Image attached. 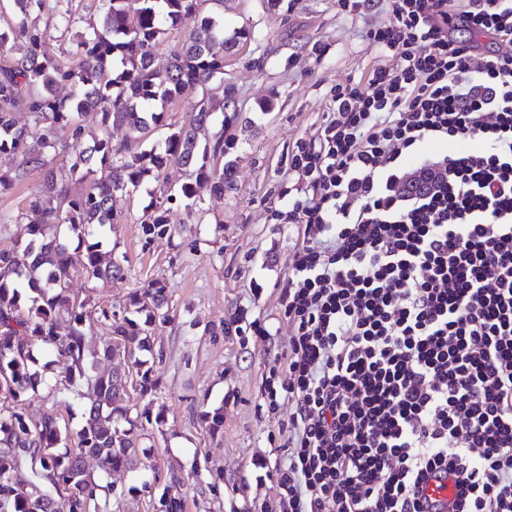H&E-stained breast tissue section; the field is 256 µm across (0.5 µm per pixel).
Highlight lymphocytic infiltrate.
Returning a JSON list of instances; mask_svg holds the SVG:
<instances>
[{"mask_svg": "<svg viewBox=\"0 0 512 512\" xmlns=\"http://www.w3.org/2000/svg\"><path fill=\"white\" fill-rule=\"evenodd\" d=\"M385 3L366 32L385 57L336 85L288 160L307 189L274 218L299 224L281 293L293 326L262 395L288 460L276 512H512V0ZM429 140L456 145L417 157ZM416 160L427 189L406 187ZM450 485L448 480H431L427 484L424 494L430 500L431 505L436 508V511L448 510V499L451 496Z\"/></svg>", "mask_w": 512, "mask_h": 512, "instance_id": "1", "label": "lymphocytic infiltrate"}]
</instances>
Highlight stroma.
Listing matches in <instances>:
<instances>
[{"label":"stroma","instance_id":"1","mask_svg":"<svg viewBox=\"0 0 512 512\" xmlns=\"http://www.w3.org/2000/svg\"><path fill=\"white\" fill-rule=\"evenodd\" d=\"M386 19L383 11L338 14L336 0H301L274 13L267 0H224L225 36L243 27L255 34L224 65L239 104L232 124L240 155L234 189L219 199L201 186L194 203L177 198L166 213L169 234L150 240L140 217L152 201V184L117 194L110 245L123 277L102 282L72 271L70 291L84 300L85 322L95 327L105 309L121 322L130 293L153 280L165 285L169 320L153 331L154 407L163 420L145 425L141 483L132 492L129 476L117 477L121 492L111 498L112 512H160L159 496L170 485L181 512H273L274 468L290 453L277 420L293 405L282 402L275 419L259 405L271 363L292 334L280 296L302 237L301 226L276 223L274 213L287 190L306 186L289 168L288 154L321 123L331 88L386 64L362 36ZM42 184V172L32 171L0 196V214L11 218L0 226V251L26 239L36 220L28 201ZM241 314L265 325L267 336L247 341L232 332ZM218 404L224 425L213 433L202 414ZM23 412L32 424L48 413L72 429L81 420L79 403L65 405L46 390L29 396Z\"/></svg>","mask_w":512,"mask_h":512}]
</instances>
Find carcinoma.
<instances>
[{
	"instance_id": "cac0c4a2",
	"label": "carcinoma",
	"mask_w": 512,
	"mask_h": 512,
	"mask_svg": "<svg viewBox=\"0 0 512 512\" xmlns=\"http://www.w3.org/2000/svg\"><path fill=\"white\" fill-rule=\"evenodd\" d=\"M14 17L0 30V154L19 159L0 169V195L12 191L31 170L45 171L41 194L29 200L38 214L29 239L0 252V390L18 399L49 387V363H40L35 347L54 351L67 362V386L56 389L65 398L90 399L83 406L77 430L62 428L47 415L30 427L22 408L0 409V512H88L97 496L110 497L115 485L96 479L84 458H98L104 472L136 471L140 434L135 431L126 388V372L95 371L89 356L127 358L136 371V388L148 399L150 416L159 386L148 356L156 313L164 306L165 286L159 280L128 297L125 311L144 316L137 322L112 324L111 336L90 352L84 328V303L71 296L70 270L81 267L90 278L110 281L121 265L105 260L107 239L102 228L115 220L113 198L146 179L156 182L158 195L141 220L147 239L168 234L165 203L175 197L165 175L176 166L189 179L209 186L215 197L233 189L238 166V139L222 128L211 131L215 112L210 82L224 74V57L236 51L247 29L224 36L218 12L201 16L195 31L163 60L157 46L181 17L196 11L197 0H98L95 12L82 14L72 0H55L56 23L82 26L63 61L49 53L46 32L32 15L47 8L46 0H13ZM67 86L66 101L54 88ZM185 101L188 115L168 131L163 143L148 142L166 108ZM97 116L98 133L87 137L80 117ZM28 114L41 126L36 143L29 128L15 118ZM128 127L136 150L112 145V127ZM75 184L82 185L78 192ZM212 432L224 424V407L202 414ZM77 448L61 451L67 441ZM30 467L33 479L18 473Z\"/></svg>"
}]
</instances>
